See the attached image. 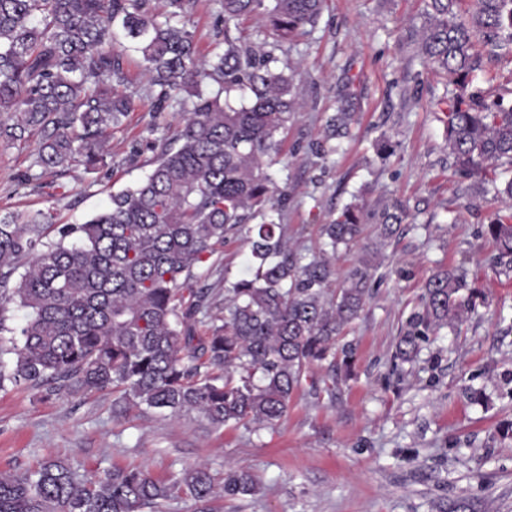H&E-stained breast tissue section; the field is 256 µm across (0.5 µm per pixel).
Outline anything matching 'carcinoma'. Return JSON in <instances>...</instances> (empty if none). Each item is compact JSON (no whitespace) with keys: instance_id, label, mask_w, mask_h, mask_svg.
Returning <instances> with one entry per match:
<instances>
[{"instance_id":"carcinoma-1","label":"carcinoma","mask_w":512,"mask_h":512,"mask_svg":"<svg viewBox=\"0 0 512 512\" xmlns=\"http://www.w3.org/2000/svg\"><path fill=\"white\" fill-rule=\"evenodd\" d=\"M427 0L418 53L448 76L457 93L446 113L448 154L456 170L480 177L476 196L512 200V103L469 90L484 57L512 54V0ZM194 0H167L164 19L149 0H0V135H41L36 164L61 172L75 163L106 167V136L133 107L115 87L127 82L125 58L139 55L153 109L178 103L172 133L151 144L145 179L110 195L82 224L57 227L43 210L0 214V389L50 393L121 391L115 404L172 413L196 410L215 426L271 425L288 411L314 363L336 368V344L369 296L373 261L330 288L332 263L358 241L362 206L353 201L323 224V248L307 257L283 238L282 225L246 223L273 208L279 188L267 160L297 112L298 72L275 67V51L317 24L323 0H219L224 52L197 55L185 18ZM264 20L274 38L243 45L231 37L245 17ZM224 87L225 98L206 87ZM248 97L234 103L233 92ZM407 217L402 203L379 213V237ZM486 233L492 265L512 272V213ZM241 237L244 275L224 287V304L193 282L211 273L224 242ZM15 285L8 287L14 275ZM424 309L411 315L396 356L409 362L419 340L475 311L480 291L461 268L424 285ZM27 310L12 326V308ZM210 321L197 334L201 319ZM247 469L221 482L192 466L167 482L144 468L88 475L47 458L33 470L0 472V512H162L190 498L197 512L219 499L253 496Z\"/></svg>"}]
</instances>
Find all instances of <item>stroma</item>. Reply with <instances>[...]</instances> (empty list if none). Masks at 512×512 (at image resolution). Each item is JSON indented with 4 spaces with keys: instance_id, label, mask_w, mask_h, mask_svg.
Listing matches in <instances>:
<instances>
[{
    "instance_id": "stroma-1",
    "label": "stroma",
    "mask_w": 512,
    "mask_h": 512,
    "mask_svg": "<svg viewBox=\"0 0 512 512\" xmlns=\"http://www.w3.org/2000/svg\"><path fill=\"white\" fill-rule=\"evenodd\" d=\"M425 12L426 0H325L315 29L288 45L301 68L299 109L268 168L287 193L277 205L285 236L293 249L318 253L320 225L359 192L366 232L334 268L343 276L378 255L370 296L344 338L353 374L311 366L320 392L302 386L280 420L260 427L217 428L195 411L118 409L109 391L49 396L10 386L0 390V472L49 456L89 473L140 466L162 481L198 464L218 479L243 467L260 491L225 501L224 512H512V438L500 429L512 420V277L492 269L485 234L505 203L471 201L474 181L448 154L441 116L452 87L415 46ZM187 27L200 58L223 52L217 0H195ZM125 67L123 90L138 101L112 130L106 167L45 173L34 164L37 138H0V213L42 209L55 223L81 224L144 178L153 154L133 149L165 137L179 108L151 111L139 56ZM339 112L350 113L347 127H329ZM383 135L395 144L385 159L374 149ZM393 200L407 203L409 216L382 241L374 214ZM247 258L239 239L227 242L205 286L223 294ZM455 267L482 293L474 313L458 330L429 335L415 361L400 360L396 344L423 307L425 282ZM474 389L487 403L471 399Z\"/></svg>"
}]
</instances>
